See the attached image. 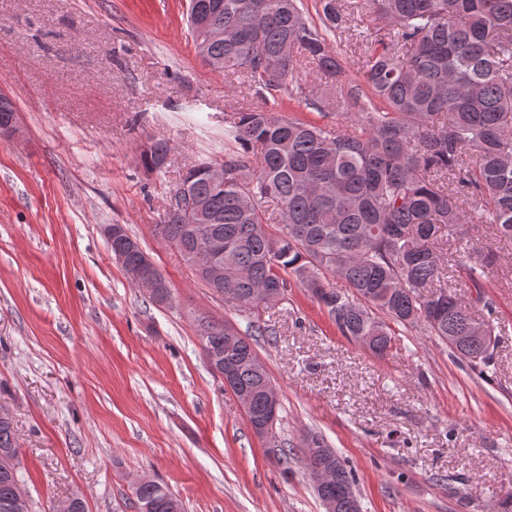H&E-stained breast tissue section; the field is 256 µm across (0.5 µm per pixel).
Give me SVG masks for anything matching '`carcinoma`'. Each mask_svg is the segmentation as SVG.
Instances as JSON below:
<instances>
[{"mask_svg": "<svg viewBox=\"0 0 512 512\" xmlns=\"http://www.w3.org/2000/svg\"><path fill=\"white\" fill-rule=\"evenodd\" d=\"M320 22L303 0H189L188 23L199 57L214 71L241 73L263 101L224 117V183L213 182L208 161L190 167L194 223L209 224L222 238L219 260L186 231L177 211L165 212L156 234L174 246L196 278L224 296H248L268 284L288 290L293 276L304 287L318 283L315 298L351 341L372 337L365 349L377 357L395 346L393 326L421 323L429 335L472 369L493 360L492 330L471 316L486 300L489 252L481 263L463 247L455 267L476 296L464 299L441 287L444 269L432 247L438 232L463 241L469 224H491L512 240V0H318ZM369 15L365 49L355 76L343 77L338 60L343 35L355 17ZM334 80L333 93L317 97L289 88L297 61ZM288 92L321 117L343 116L351 131L282 117L269 95ZM172 145L154 137L142 154L150 171L167 163ZM278 217L281 227L272 225ZM123 230L108 241L125 256L123 270L147 253L131 246ZM224 265V280L209 276ZM340 281L345 287L338 288ZM482 331L489 339L464 358L455 336ZM224 363L238 365L231 392L252 395V415L267 406L272 383L247 334L236 340L210 336ZM19 456L12 422L0 421V450ZM336 477L324 493L337 512H357L343 496L355 485L348 465L330 450ZM324 454L305 459L309 474ZM24 489L20 470H0V512ZM137 512H182L164 482L147 478L135 493Z\"/></svg>", "mask_w": 512, "mask_h": 512, "instance_id": "carcinoma-1", "label": "carcinoma"}]
</instances>
